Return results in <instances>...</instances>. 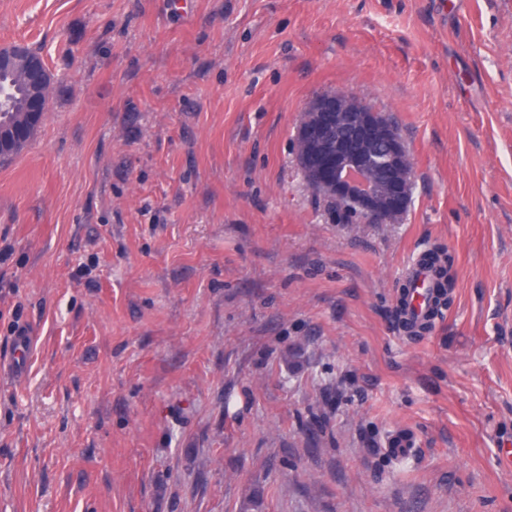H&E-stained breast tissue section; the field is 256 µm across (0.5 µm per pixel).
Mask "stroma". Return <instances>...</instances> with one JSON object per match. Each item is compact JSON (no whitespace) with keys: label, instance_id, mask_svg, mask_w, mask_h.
<instances>
[{"label":"stroma","instance_id":"35a3bbf8","mask_svg":"<svg viewBox=\"0 0 512 512\" xmlns=\"http://www.w3.org/2000/svg\"><path fill=\"white\" fill-rule=\"evenodd\" d=\"M54 76L0 165V512H512L506 0H0ZM346 90L396 122L397 224L296 164ZM451 257L430 333L411 258ZM412 429L407 461L386 436ZM34 336L26 324L18 325L12 336V351L6 360H0V372L14 382H21L28 369L29 357L33 349Z\"/></svg>","mask_w":512,"mask_h":512}]
</instances>
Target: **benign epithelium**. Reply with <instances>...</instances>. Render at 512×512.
Wrapping results in <instances>:
<instances>
[{
	"instance_id": "1",
	"label": "benign epithelium",
	"mask_w": 512,
	"mask_h": 512,
	"mask_svg": "<svg viewBox=\"0 0 512 512\" xmlns=\"http://www.w3.org/2000/svg\"><path fill=\"white\" fill-rule=\"evenodd\" d=\"M44 67L36 62L30 75L27 111L31 121L42 122L44 107ZM342 92L320 95L311 101L317 118L309 125L297 128L296 137L316 145L315 153L303 160L317 181L327 182L336 190L341 211L356 217L365 215L371 224H384L387 218L374 212L379 189L366 175L376 164L396 171L387 182V199L398 204L408 201V184L414 172L405 163L411 160L406 146L386 120V114L369 107L364 101L343 104ZM382 141L384 155L367 147L369 142Z\"/></svg>"
}]
</instances>
